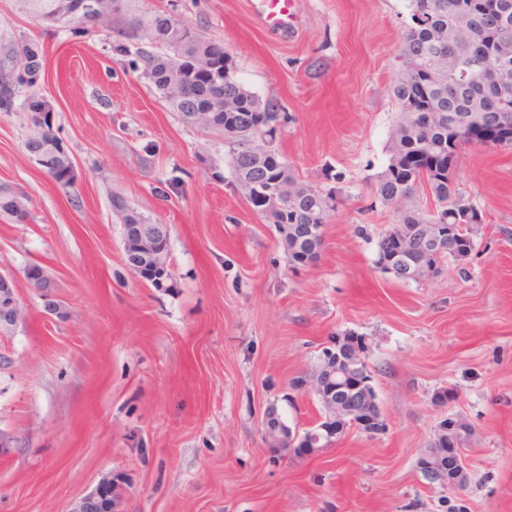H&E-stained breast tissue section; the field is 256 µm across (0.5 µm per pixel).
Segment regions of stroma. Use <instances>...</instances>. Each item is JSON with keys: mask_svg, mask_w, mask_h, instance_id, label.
Segmentation results:
<instances>
[{"mask_svg": "<svg viewBox=\"0 0 512 512\" xmlns=\"http://www.w3.org/2000/svg\"><path fill=\"white\" fill-rule=\"evenodd\" d=\"M175 10L221 43L243 86L279 106L275 146L296 179L334 191L323 246L290 266L274 225L234 184L230 147L126 72L117 33L48 29L0 0V44L39 42L36 90L76 165L73 207L23 148L24 106L0 112V182L32 219L0 217V272L22 321L0 333V512H71L117 478L115 512H512V143L472 144L453 168L482 212L464 263L403 282L375 267L397 220L372 186L386 169L398 106L390 88L406 0H293L287 35L252 0H136ZM180 178L181 193L156 195ZM119 194L170 227L169 287L123 261ZM42 265L63 316L26 279ZM469 276L461 278L459 267ZM361 336L387 422L315 451L274 453L267 405L312 427L311 388L332 337ZM467 430L466 483L428 484L418 461L440 421Z\"/></svg>", "mask_w": 512, "mask_h": 512, "instance_id": "obj_1", "label": "stroma"}]
</instances>
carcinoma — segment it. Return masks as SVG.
<instances>
[{"mask_svg": "<svg viewBox=\"0 0 512 512\" xmlns=\"http://www.w3.org/2000/svg\"><path fill=\"white\" fill-rule=\"evenodd\" d=\"M63 0H20L21 8L44 21L67 24L59 17ZM89 16L69 25L76 34L91 29L110 32L116 20H123L122 39L112 43V53L123 57L125 70L141 71L174 111L212 112V130L224 133L231 147V168L234 180L242 187L254 182L267 187L276 177L286 174L295 181L288 162L277 151L259 165L249 157V150L240 132L257 125L256 96L240 82L234 65L228 71H217L203 79L194 71L217 42L183 20L175 12L155 10L138 14L131 9L132 0H86ZM410 22L404 31L399 58L402 66L391 87L399 106L400 119L395 129L391 154H400L407 162L424 155L436 154L438 163L427 174L425 182L436 201L439 215L464 217L468 208L461 203L470 200L457 189L452 169L457 149L454 143L458 122L473 114L478 122L470 130L479 139L494 134L512 137V106H501L503 91L512 97V0H409ZM5 59L0 60V112L14 110L25 90L35 88L45 72V58L38 44L24 41L6 45ZM425 83L427 94L417 92ZM234 102V111L226 112L221 103ZM28 110L31 132L24 149L40 155L54 165L53 179L60 189L69 193L74 185L67 178L71 153L60 147V137L39 118L51 107L29 95ZM413 170L395 168L389 161L386 170L374 185L375 195L395 207L399 224H433L436 216L423 213L415 202L417 180ZM298 207L280 214L281 224H310L312 230L304 237L282 243L291 265H298L318 242L317 227L327 222L336 209L333 191L322 192L306 184H297ZM112 209L125 212L126 224H148L150 219L126 208L127 200L114 194ZM0 215L17 223H26L29 210L22 193L7 183H0ZM445 237L438 264L455 259V249L464 245L452 228H444ZM363 410L379 413L377 395L366 384L357 392Z\"/></svg>", "mask_w": 512, "mask_h": 512, "instance_id": "1", "label": "carcinoma"}]
</instances>
